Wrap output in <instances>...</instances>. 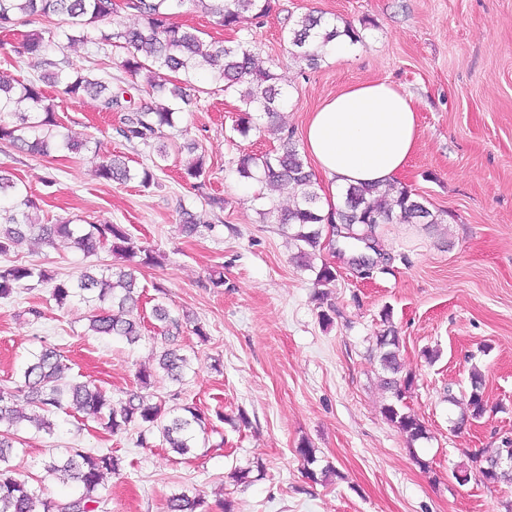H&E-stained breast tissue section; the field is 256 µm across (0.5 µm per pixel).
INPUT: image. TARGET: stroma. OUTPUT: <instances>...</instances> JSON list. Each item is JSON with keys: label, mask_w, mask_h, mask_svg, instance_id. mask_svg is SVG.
<instances>
[{"label": "stroma", "mask_w": 512, "mask_h": 512, "mask_svg": "<svg viewBox=\"0 0 512 512\" xmlns=\"http://www.w3.org/2000/svg\"><path fill=\"white\" fill-rule=\"evenodd\" d=\"M312 11L363 26V43L313 70L296 63L283 36ZM47 25L22 18L0 30V71L36 78L37 59L10 48ZM249 31L259 60L288 93L279 121L293 134L348 85L386 81L408 93L422 135L400 182L425 197L442 224L379 225V255L367 269L351 265L349 248L323 229L316 261L336 280L321 310L314 272L293 262L295 246L281 225L261 221L252 200L258 186L236 171L239 155L272 150L276 137L262 118L249 136L234 131L238 96L208 70L195 76L197 99L166 129L169 159L147 187L96 175L98 163L115 155L136 169L154 156L118 135L123 113L47 88L60 132L90 141L91 151L43 158L0 142V170L26 184L43 223L122 225L161 263L136 269L146 330L133 345L88 333L87 304L57 306L48 286L0 300V388L14 389L23 359L47 342L65 356L63 381L91 382L116 404L139 390V369H153L150 394L179 392L181 403L205 413L208 432L180 456L158 442L139 447L135 431L111 434L71 409L56 414L52 434L30 437L15 460L18 477L67 501L70 487L46 480L43 463L78 446L111 450L121 461L97 512H167L181 492L202 497L201 512H220L221 498L234 512H512V484L487 488L471 459L512 438V0H276ZM56 53L127 89L132 106L153 99L147 86L131 88L121 48L63 41ZM190 141L206 156L195 182L184 176L189 156L180 150ZM212 197L223 207L209 206ZM185 209L203 218L190 236L180 230ZM118 261L106 248L87 256L63 240L28 239L0 266L35 264L75 277ZM216 271L223 286L210 280ZM160 296L190 316L179 343L192 369L179 384L155 369L161 343L152 307ZM386 309L414 377L406 404L427 429L412 446L381 413L389 395L374 338ZM197 324L206 338L194 334ZM428 348L434 360L424 357ZM474 367L484 375L487 408L459 428L461 409L448 398L461 395ZM304 440L339 478H307L296 453ZM237 468L249 469L250 483L232 482ZM460 469L467 482L453 478Z\"/></svg>", "instance_id": "stroma-1"}]
</instances>
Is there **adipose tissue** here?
Here are the masks:
<instances>
[{
  "label": "adipose tissue",
  "instance_id": "obj_1",
  "mask_svg": "<svg viewBox=\"0 0 512 512\" xmlns=\"http://www.w3.org/2000/svg\"><path fill=\"white\" fill-rule=\"evenodd\" d=\"M418 137L411 97L385 81L347 86L309 113L302 146L329 191L324 213L341 206L348 186L398 182Z\"/></svg>",
  "mask_w": 512,
  "mask_h": 512
}]
</instances>
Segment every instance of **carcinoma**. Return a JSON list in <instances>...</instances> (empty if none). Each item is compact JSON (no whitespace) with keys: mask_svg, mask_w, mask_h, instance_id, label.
Returning a JSON list of instances; mask_svg holds the SVG:
<instances>
[{"mask_svg":"<svg viewBox=\"0 0 512 512\" xmlns=\"http://www.w3.org/2000/svg\"><path fill=\"white\" fill-rule=\"evenodd\" d=\"M274 0H127L123 9L137 16V26H119L110 31L99 28L114 12L113 0H0V29L14 24L19 15L59 18L57 29L47 28L27 34L22 39L21 53L39 59L41 74L34 80L21 81L0 74V141L17 144L32 155L48 156L54 149L79 152L85 144L72 142L68 137L58 138L54 104L48 102L43 86H63V93L74 99L93 96L105 112L121 106L127 90L114 92L102 78H93L71 69L70 61L54 54L60 36L70 44L117 46L126 51L121 61L124 72L133 79L143 78L151 89H161L164 83L160 71L180 73L184 85L169 90L171 99L159 105L126 108L128 115L118 134L129 143L153 148L158 161L151 167L132 169L119 156L98 164L96 174L117 184L137 180L143 186L155 182L156 171L168 156L163 131L172 127L178 114L190 104L191 82L201 66L210 68L214 78L224 83V90L239 95L241 108L234 130L245 137L252 130V114L261 113L277 133L279 147L265 152L243 154L237 161V173L246 180L270 184L290 195L293 202L280 209L259 193L254 197L256 213L264 221H271L289 230L294 241L299 266H310L312 251L319 246L322 225L340 224L341 238L357 257L364 253L365 233L375 236L381 224H439L441 216L430 209L427 200L401 186L380 190L375 184L350 185L343 193V205L335 215L325 216L319 205V184L308 166L307 158L293 139V133L276 125L280 110L288 103L280 84V77L272 68L256 66V44L240 39L226 45L221 41H206L201 31L187 27L176 18L194 10H202L220 26L235 30L246 21L260 22L274 9ZM339 38L356 45L363 40L361 30L345 21L339 25L322 15L304 14L295 19L283 36L291 58L306 67H318L327 55L326 47ZM17 200L14 210L3 217L0 224V255H7L22 243L26 235L52 241L59 237L85 254H93L107 244L112 252L128 259L140 258V263L157 265L159 260L150 250L137 246L124 228L118 224H89L80 227L71 221L43 224L29 213L33 202L26 187L15 182L0 170V197ZM51 285L50 295L59 305L74 298L97 302L89 318V331L95 336H112L133 344L142 336L141 320L137 310L140 294L134 268H108L101 272L88 270L74 281L59 279L36 265L0 267V300L8 299L19 288L30 283ZM155 320L161 323L163 336L158 365L171 380L181 383L191 369L190 359L181 353L178 338L185 317L166 303L153 308ZM384 328L375 336V350L381 368L386 372L384 388L390 393V402L382 414L404 433L409 443L426 438L424 423L412 413L405 398L413 385L412 376L402 374L399 360L400 336L389 325V312L383 313ZM63 369L62 354L57 346L44 344L32 353L21 366L22 383L13 391L0 390V512H95L100 504L98 489L119 472V460L110 451H92L87 448L66 449V458L50 456L44 463L46 473L62 483L72 484L77 494L65 504H57L44 496L40 487L14 477L15 446L26 444L22 436L23 424H35L37 431L52 433L56 423L52 417L66 404L83 413L102 428L113 433L131 428L137 431V445L149 444L153 434H159L163 444L180 456H186L197 447V431H205L204 417L192 406L178 413L166 407V401L153 400L133 392L120 408L112 406L111 398L100 387L89 382L60 383ZM484 376L474 367L470 372L468 391L465 392L466 413L459 425L479 419L486 411L483 395ZM38 410L41 415L31 417L18 407L19 399ZM295 452L308 465L306 475L337 474L328 464L320 471L310 468L317 462L313 448L302 444ZM501 449L483 456L473 454L480 463V472L488 471L493 483L512 482V464L497 465ZM200 500L181 493L168 501V512H196Z\"/></svg>","mask_w":512,"mask_h":512,"instance_id":"1","label":"carcinoma"}]
</instances>
